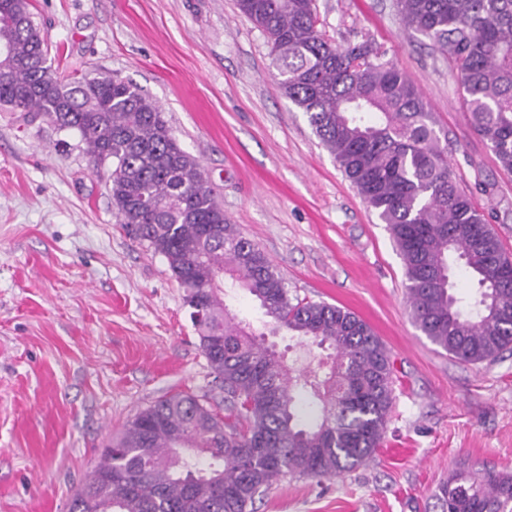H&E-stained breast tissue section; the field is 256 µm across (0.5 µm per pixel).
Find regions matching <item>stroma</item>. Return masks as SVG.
<instances>
[{"label":"stroma","mask_w":512,"mask_h":512,"mask_svg":"<svg viewBox=\"0 0 512 512\" xmlns=\"http://www.w3.org/2000/svg\"><path fill=\"white\" fill-rule=\"evenodd\" d=\"M315 5L335 41L374 40L418 87L456 180L512 257V172L472 128L453 62L404 30L393 0ZM31 10L62 74L110 70L156 99L290 297L354 312L388 351L393 401L373 456L335 478H285L254 512H435L459 463L512 470V349L469 364L415 327L385 225L281 91L267 39L236 0ZM108 176L78 133L0 109V512H69L102 447L163 396L224 405L184 289L126 235Z\"/></svg>","instance_id":"1"}]
</instances>
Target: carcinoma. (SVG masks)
<instances>
[{
	"label": "carcinoma",
	"instance_id": "carcinoma-1",
	"mask_svg": "<svg viewBox=\"0 0 512 512\" xmlns=\"http://www.w3.org/2000/svg\"><path fill=\"white\" fill-rule=\"evenodd\" d=\"M403 27L454 62L473 129L512 171V0H395ZM266 36L280 88L399 251L411 318L432 343L470 363L512 347V264L448 163L407 75L366 39L341 45L319 28L314 0H237ZM48 44L30 0H0V106L79 133L108 166L126 233L161 256L185 288L190 318L228 415L189 393L164 396L100 453L70 512H248L278 479L321 480L378 448L392 405L385 346L356 314L292 298L264 252L224 216L198 160L162 108L109 72L80 78L44 66ZM477 288L453 293L455 270ZM230 279L260 304L269 334L332 349L323 370L288 363L225 304ZM440 512H512V471L459 465Z\"/></svg>",
	"mask_w": 512,
	"mask_h": 512
}]
</instances>
